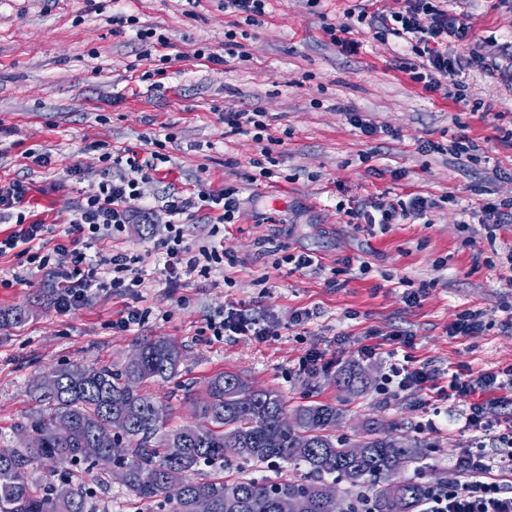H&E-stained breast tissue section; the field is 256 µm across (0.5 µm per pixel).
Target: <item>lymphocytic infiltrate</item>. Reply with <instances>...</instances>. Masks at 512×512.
I'll list each match as a JSON object with an SVG mask.
<instances>
[{"label": "lymphocytic infiltrate", "mask_w": 512, "mask_h": 512, "mask_svg": "<svg viewBox=\"0 0 512 512\" xmlns=\"http://www.w3.org/2000/svg\"><path fill=\"white\" fill-rule=\"evenodd\" d=\"M441 0H398L397 7L375 6L374 10H347L345 20L337 25H328L327 33L342 52H358L360 44L352 39L354 24L366 25L376 38L394 36L403 39L410 47L411 58L395 57L393 69L408 74L413 82L422 84L425 91L442 94L457 102L466 101L468 86L462 80L465 61L455 55L452 45L464 41L469 33L467 23L450 16L440 6ZM225 8L237 14L236 22L224 32V52L229 57H238L241 41L248 30L262 25L266 15L267 0H224ZM221 118L231 132L249 135L260 146V159L254 160L262 178L275 177L278 164L268 144L267 125L261 110H239L224 112ZM174 134L152 139L146 156L104 153V160L116 168V175L100 182L97 188L78 200L69 231V243L75 248L76 262L73 268L58 270L54 267L53 253L41 243L48 230L43 220L34 217L28 208L30 187L16 178L0 182V219L14 221L16 228L5 237H0V256L16 253L31 268L55 271L61 288L56 298L60 310L70 311L81 307L91 285L123 296L142 283L138 265L140 256L118 252L100 257L99 261L88 260L85 251L95 243L122 232L130 219L132 204H139L143 214H150L151 205L141 203L139 185L153 178L161 163L167 162L165 149L174 143ZM239 187L230 185L213 193L198 189L190 193L166 192L163 207L169 216L166 233L158 244L164 259L163 270L170 281H180L182 275L195 271H207L211 265L223 263L225 254L217 247L202 246L192 249L185 240V226L197 213H205L213 224H232L240 208ZM430 204L421 196L409 200H398L389 205L380 203L362 204L355 201L338 202L337 209L350 220L363 224L366 230L387 229L392 224H403L421 218ZM106 265L109 279H98L99 265ZM212 336H253L262 340L268 329L262 328L258 320L247 310L229 308L223 318L209 321ZM437 375L428 366H415L410 358L393 359L384 379L383 391L399 395L426 389L435 385L438 402L469 400V413L465 427L471 436L462 454L458 457L454 475L444 487L430 492L422 512H512V494L508 493L495 478L492 469L512 472V426L490 429L484 416L483 404L474 402L475 394L487 390L512 387V367L501 374L471 377L465 373L451 374L447 386L436 383ZM494 444L495 455H488L487 444Z\"/></svg>", "instance_id": "f902f5d3"}]
</instances>
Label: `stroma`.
Listing matches in <instances>:
<instances>
[{"instance_id":"1","label":"stroma","mask_w":512,"mask_h":512,"mask_svg":"<svg viewBox=\"0 0 512 512\" xmlns=\"http://www.w3.org/2000/svg\"><path fill=\"white\" fill-rule=\"evenodd\" d=\"M359 2L321 0L314 10L306 0H269L264 25L243 42L248 61L212 64L195 60L194 51L206 44L223 53L232 21L224 0H0V179L29 182L31 210L52 227L48 245L61 242L76 202L107 178L103 151L139 152L146 136L176 137L169 162L140 185L143 199L155 204L151 232L136 215L95 246L106 256L145 255L137 296L94 288L81 309L63 313L52 274L20 266L11 254L0 257V311L25 313L23 323L0 325V448L23 446L28 388L37 377L71 365L117 370L141 342L167 338L182 348L179 374L142 387L162 408L164 432L193 422L210 378L233 372L254 388L277 391L292 409L334 405L335 438L357 442L372 425L378 436L427 444L423 461L397 480L432 487L448 480L468 440V401L448 402L447 413L435 417L429 392L393 397L380 387L399 331L410 336L412 360L430 365L442 386L453 371L479 376L512 366V286L501 278L512 224L482 221L484 204L512 199V144L503 139L512 129V10L498 0H448L449 14H466L470 26L458 54L476 50L499 65L462 75L474 97L495 103L496 114L485 117L392 70L394 56L407 51L398 39L358 31L360 52L342 53L324 25L343 21ZM119 13L165 29L172 62L162 87L141 81L159 54L131 26L113 23ZM253 108L267 113L271 135L282 141L274 183L256 176L258 145L226 132L220 118ZM353 112L374 122L378 135L363 136L349 121ZM460 131L480 147V161L469 167L417 150L425 140L448 144ZM375 146L389 171L362 161ZM32 151L49 152L52 164L34 163ZM74 164L75 177L67 173ZM227 184L242 189L237 223L191 224L186 238L194 248L222 243L234 264L170 283L150 258L168 220L157 205L164 188L217 191ZM416 194L436 202L428 219L383 233L356 228L336 212L348 197L388 204ZM282 247L314 254L320 264L297 272L274 266L271 253ZM349 259L356 268L346 269ZM416 289L421 304L406 306L404 292ZM231 306L274 326L275 335L215 341L206 322ZM130 308L144 312L143 323L113 332V320ZM300 310L311 314L301 326L293 321ZM473 311L482 315L481 329L449 335L458 315ZM368 346L378 354L365 356ZM310 351L325 353L327 367L300 371L298 361ZM352 369L364 371L366 388L337 384ZM51 471L91 487L95 504L109 512H154L99 469L33 466L37 478Z\"/></svg>"}]
</instances>
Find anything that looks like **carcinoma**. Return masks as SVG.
<instances>
[{
    "label": "carcinoma",
    "instance_id": "cac0c4a2",
    "mask_svg": "<svg viewBox=\"0 0 512 512\" xmlns=\"http://www.w3.org/2000/svg\"><path fill=\"white\" fill-rule=\"evenodd\" d=\"M138 352V358L117 371L107 365L61 368L30 387L31 444L0 457V512H92L84 485L64 477L32 480L33 463L46 458L101 466L107 474L119 467L125 472L123 484L136 499L159 505L173 501L174 512H192L198 495L210 499L212 512H252L255 500L264 501L265 512H280V500L295 495L308 498L305 512H356L320 496L323 475H341L353 485L375 482L394 473L393 456L407 465L425 456L424 445L417 441L392 448L386 438L370 437L362 440L366 452L361 458L348 457L344 443L332 435L336 407L326 403L297 407L299 433L284 435L278 430V420L287 415L283 396L255 391L231 372L210 380L208 400L197 408L208 425L187 424L160 438V406L141 385L175 377L182 352L165 339L146 340ZM109 429L116 440L128 442L127 455L120 460L104 449L88 452L94 435ZM233 459L295 461L306 465L312 478L268 483L247 477H191L202 466L222 472ZM148 468L158 473L157 482L141 480ZM426 494L427 487L412 481L393 485L376 499L375 512H417Z\"/></svg>",
    "mask_w": 512,
    "mask_h": 512
}]
</instances>
